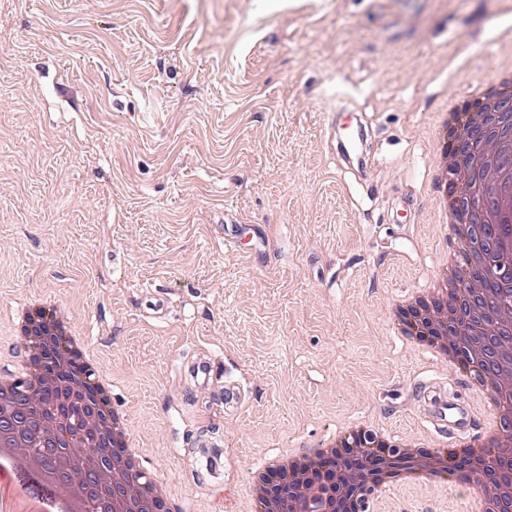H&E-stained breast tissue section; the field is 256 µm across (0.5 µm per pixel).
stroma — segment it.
Listing matches in <instances>:
<instances>
[{
	"instance_id": "obj_1",
	"label": "stroma",
	"mask_w": 512,
	"mask_h": 512,
	"mask_svg": "<svg viewBox=\"0 0 512 512\" xmlns=\"http://www.w3.org/2000/svg\"><path fill=\"white\" fill-rule=\"evenodd\" d=\"M510 27L512 0H0V313L44 296L76 323L182 512L218 481L246 512L256 465L353 423L444 443L436 396L485 421L390 311L443 249L435 114L512 63ZM352 112L363 174L324 140ZM472 497L419 482L376 512Z\"/></svg>"
}]
</instances>
